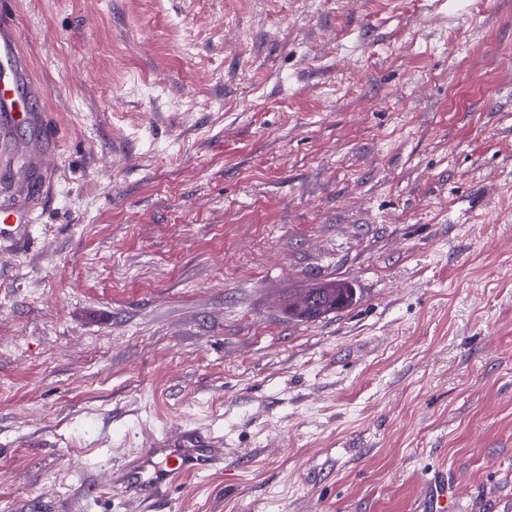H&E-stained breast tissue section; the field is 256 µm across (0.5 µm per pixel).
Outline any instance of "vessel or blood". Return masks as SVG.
<instances>
[{
    "instance_id": "b4317fda",
    "label": "vessel or blood",
    "mask_w": 512,
    "mask_h": 512,
    "mask_svg": "<svg viewBox=\"0 0 512 512\" xmlns=\"http://www.w3.org/2000/svg\"><path fill=\"white\" fill-rule=\"evenodd\" d=\"M19 31L14 20L0 19V145L7 143L20 126H42L40 113L31 102L36 96L25 60L18 52ZM27 157L15 174L20 191L0 204V241L17 244L24 240L34 223L36 203L25 191L32 171L44 170L46 159L54 151L51 138L40 135L25 145ZM224 464L222 442L199 433H184L154 440L150 448L129 462L119 481L124 492L133 497L170 488L181 479Z\"/></svg>"
}]
</instances>
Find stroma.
<instances>
[{
  "instance_id": "1",
  "label": "stroma",
  "mask_w": 512,
  "mask_h": 512,
  "mask_svg": "<svg viewBox=\"0 0 512 512\" xmlns=\"http://www.w3.org/2000/svg\"><path fill=\"white\" fill-rule=\"evenodd\" d=\"M11 5L57 148L0 249V512H512V0ZM184 428L222 471L109 484ZM315 293L317 304L307 305L302 297ZM356 302V289L342 279L329 280L316 288H308L288 297L285 312L288 318L301 322H313L331 312L344 310Z\"/></svg>"
}]
</instances>
